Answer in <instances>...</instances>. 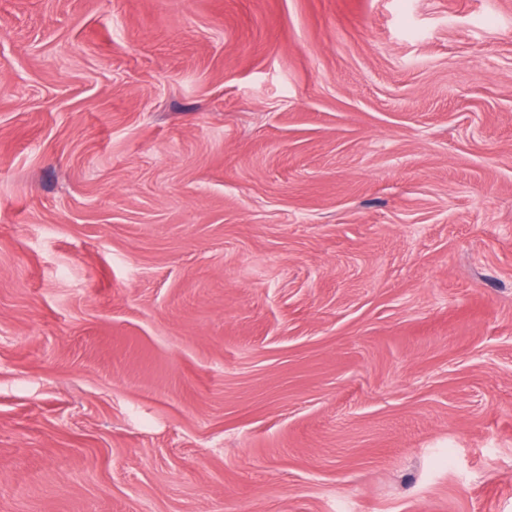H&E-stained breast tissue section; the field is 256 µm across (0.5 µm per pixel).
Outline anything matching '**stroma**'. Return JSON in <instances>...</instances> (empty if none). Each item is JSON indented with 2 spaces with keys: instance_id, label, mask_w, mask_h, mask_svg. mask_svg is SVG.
Segmentation results:
<instances>
[{
  "instance_id": "obj_1",
  "label": "stroma",
  "mask_w": 512,
  "mask_h": 512,
  "mask_svg": "<svg viewBox=\"0 0 512 512\" xmlns=\"http://www.w3.org/2000/svg\"><path fill=\"white\" fill-rule=\"evenodd\" d=\"M0 512H512V0H0Z\"/></svg>"
}]
</instances>
